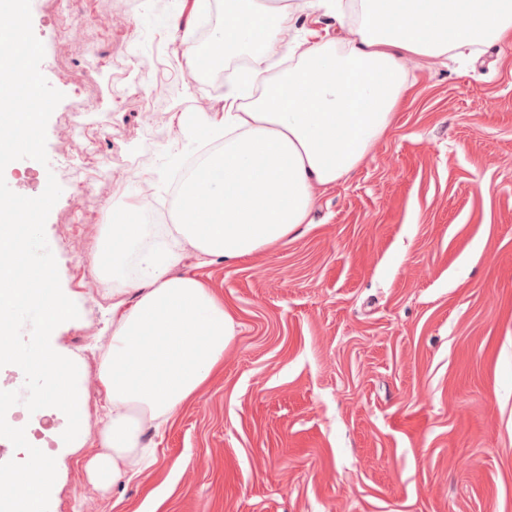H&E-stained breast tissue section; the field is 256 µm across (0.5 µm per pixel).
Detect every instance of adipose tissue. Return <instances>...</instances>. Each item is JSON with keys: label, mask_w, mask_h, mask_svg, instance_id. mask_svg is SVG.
<instances>
[{"label": "adipose tissue", "mask_w": 512, "mask_h": 512, "mask_svg": "<svg viewBox=\"0 0 512 512\" xmlns=\"http://www.w3.org/2000/svg\"><path fill=\"white\" fill-rule=\"evenodd\" d=\"M319 5L344 21L345 37L319 40L295 64L248 96L240 74L222 111L179 116L185 135L223 132L201 171L182 186L178 222L164 249L142 225H105L90 269L112 294V335L99 363L105 416L90 482L107 489L156 463L146 434L165 428L220 369L237 334L223 299L196 275L179 273L186 251L232 266L287 242L309 223L319 192L345 181L389 130L410 90L403 58L439 57L483 43L512 42V0H225L213 31L214 59L245 50L268 60L286 49L297 13ZM134 278L116 280L127 252Z\"/></svg>", "instance_id": "adipose-tissue-1"}]
</instances>
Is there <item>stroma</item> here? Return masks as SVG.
I'll use <instances>...</instances> for the list:
<instances>
[{
  "instance_id": "stroma-1",
  "label": "stroma",
  "mask_w": 512,
  "mask_h": 512,
  "mask_svg": "<svg viewBox=\"0 0 512 512\" xmlns=\"http://www.w3.org/2000/svg\"><path fill=\"white\" fill-rule=\"evenodd\" d=\"M50 3L31 0L41 71L64 95L48 161L1 173L23 196L51 174L62 187L45 233L79 316L51 344L78 366L85 440L64 443L54 409L7 413L56 460L49 512H512V44L405 56L410 97L353 175L319 193L308 228L233 266L185 256L182 271L223 297L239 332L209 385L151 433L156 464L102 492L84 464L104 415L111 301L90 296L89 258L65 238L74 177L59 169L61 124L83 106L110 124L104 150L148 155L160 208L210 135L149 149L126 75L131 56L167 61L183 0L160 14L140 0L132 16L127 0H80L85 41L63 58ZM167 83L178 92L156 119L170 129L224 103L185 63Z\"/></svg>"
}]
</instances>
